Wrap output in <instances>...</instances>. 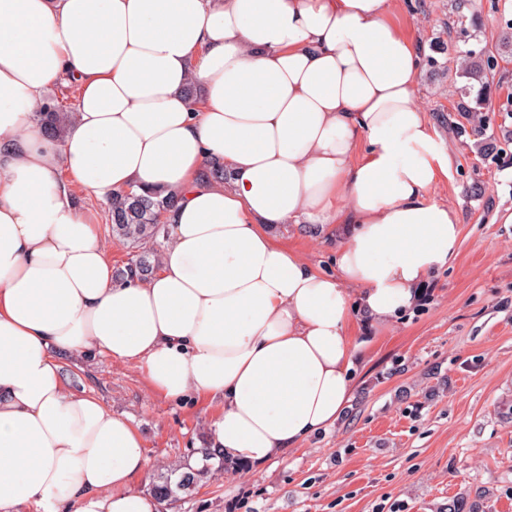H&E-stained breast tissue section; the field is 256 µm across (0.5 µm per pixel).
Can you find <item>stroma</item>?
I'll return each instance as SVG.
<instances>
[{
	"label": "stroma",
	"instance_id": "35a3bbf8",
	"mask_svg": "<svg viewBox=\"0 0 512 512\" xmlns=\"http://www.w3.org/2000/svg\"><path fill=\"white\" fill-rule=\"evenodd\" d=\"M505 0H400L399 20L419 37V99L448 152L449 176L433 191L454 205L462 224L451 267L430 277L433 300L366 337L355 351L354 389L336 425L267 463L259 472L225 469L201 480L160 512H512V117L503 113L512 61L489 76L485 138L502 149L483 165L457 130L466 123L448 91L461 85L446 47L457 14L477 16L482 47L495 50ZM280 234L326 271L333 241L309 226ZM113 412L130 416L145 441L147 468L137 489L150 491L161 469L204 447L220 403L179 404L149 391L139 366L99 355L75 369Z\"/></svg>",
	"mask_w": 512,
	"mask_h": 512
}]
</instances>
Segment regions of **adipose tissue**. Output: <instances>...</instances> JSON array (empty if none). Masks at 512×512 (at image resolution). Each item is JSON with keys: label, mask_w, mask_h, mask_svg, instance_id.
Listing matches in <instances>:
<instances>
[{"label": "adipose tissue", "mask_w": 512, "mask_h": 512, "mask_svg": "<svg viewBox=\"0 0 512 512\" xmlns=\"http://www.w3.org/2000/svg\"><path fill=\"white\" fill-rule=\"evenodd\" d=\"M398 2L0 0V512H158L141 433L70 388L66 351L220 398L208 449L252 471L342 415L354 330L400 320L462 232ZM71 80L47 136L32 118ZM79 187L173 194L154 274L117 281ZM286 224L339 236L335 272ZM78 94V88L75 83L57 84L46 93L43 110L35 114L34 123L44 131V133L62 138L68 121L70 119V111H67L58 99H66L68 103L74 104Z\"/></svg>", "instance_id": "adipose-tissue-1"}]
</instances>
